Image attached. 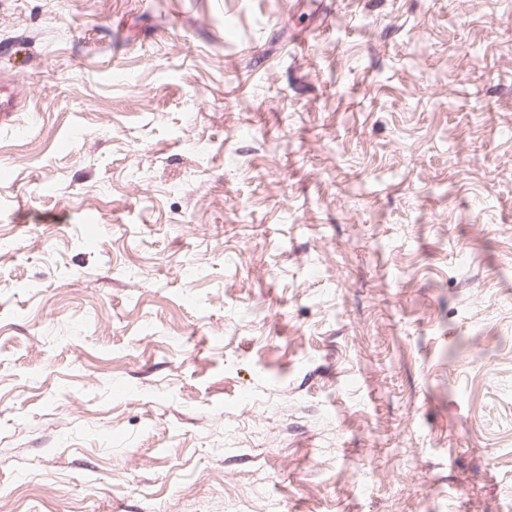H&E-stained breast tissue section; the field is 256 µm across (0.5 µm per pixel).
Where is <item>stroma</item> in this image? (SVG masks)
I'll return each mask as SVG.
<instances>
[{"label": "stroma", "mask_w": 512, "mask_h": 512, "mask_svg": "<svg viewBox=\"0 0 512 512\" xmlns=\"http://www.w3.org/2000/svg\"><path fill=\"white\" fill-rule=\"evenodd\" d=\"M0 97V512H512V0H0Z\"/></svg>", "instance_id": "35a3bbf8"}]
</instances>
